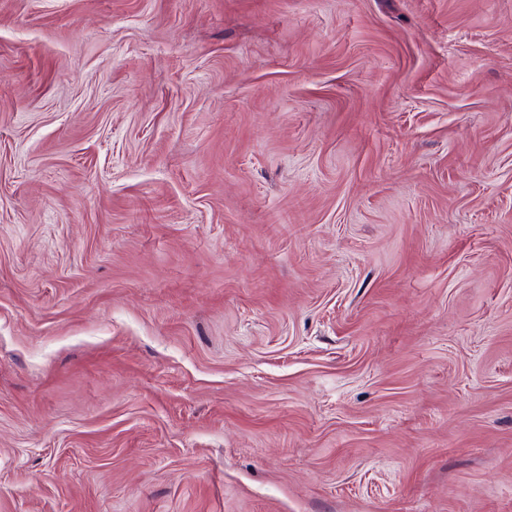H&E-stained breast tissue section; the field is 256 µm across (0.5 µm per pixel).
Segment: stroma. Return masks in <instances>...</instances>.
<instances>
[{"label": "stroma", "instance_id": "stroma-1", "mask_svg": "<svg viewBox=\"0 0 512 512\" xmlns=\"http://www.w3.org/2000/svg\"><path fill=\"white\" fill-rule=\"evenodd\" d=\"M0 512H512V0H0Z\"/></svg>", "mask_w": 512, "mask_h": 512}]
</instances>
